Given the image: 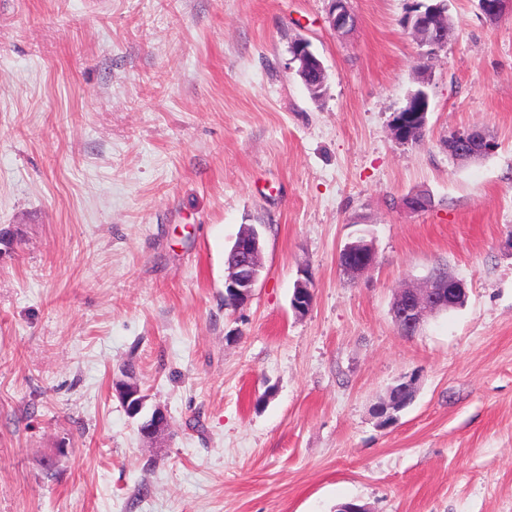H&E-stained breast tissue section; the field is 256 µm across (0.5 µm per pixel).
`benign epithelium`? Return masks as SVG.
Instances as JSON below:
<instances>
[{"mask_svg": "<svg viewBox=\"0 0 512 512\" xmlns=\"http://www.w3.org/2000/svg\"><path fill=\"white\" fill-rule=\"evenodd\" d=\"M327 22L331 30L341 35L355 25V17L351 12L349 0H328ZM482 14L489 20L500 18L505 12L512 11V0H479ZM442 18L440 5L427 7L418 6L406 13L403 23L412 36L422 46L428 47L433 54L444 48V44L428 38L430 27ZM292 60L299 63L300 72L325 71L323 63L310 50L309 44L298 40L291 46ZM429 112V97L419 89L409 93L404 106L392 120V133L401 144H409L424 133ZM448 153L459 161L483 156L492 150V142L479 129H465L451 133L447 141ZM237 263L229 268L224 288L237 298V304L246 303L253 294L258 283L254 270L261 266V249L257 237L246 233L239 238L232 249ZM339 263L343 271L351 276H359L368 272L374 264V248L372 243L361 240L348 244L339 255ZM311 291L307 282L297 283L292 307L299 313H305L311 304ZM465 296V288L461 281L436 271L420 288H401L397 291L391 307L393 320L405 336L416 334L429 315L448 311L458 306V300ZM112 392L116 394L131 418H139L138 430L147 442H153L165 435L168 428V415L164 409L156 407L147 410V395L141 389L133 374L124 369L119 375L112 377ZM404 390L393 387L389 391L388 400L376 407L379 415H391V409L402 401Z\"/></svg>", "mask_w": 512, "mask_h": 512, "instance_id": "1", "label": "benign epithelium"}]
</instances>
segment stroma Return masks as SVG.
I'll return each mask as SVG.
<instances>
[{
  "label": "stroma",
  "mask_w": 512,
  "mask_h": 512,
  "mask_svg": "<svg viewBox=\"0 0 512 512\" xmlns=\"http://www.w3.org/2000/svg\"><path fill=\"white\" fill-rule=\"evenodd\" d=\"M406 5L351 0L340 37L327 0H0V512H512V12L450 0L430 56ZM471 127L494 150L453 159ZM245 224L263 271L235 309ZM439 269L464 305L403 335L396 289ZM123 368L169 416L159 447L112 393ZM293 62H299L300 73L321 71L326 73L323 63L310 50L309 44L304 40L295 41L291 46ZM428 112L427 93L422 89L409 93L404 106L392 120V133L395 140L400 144H409L417 140L425 131ZM374 259L373 245L364 239L348 244L339 255L341 268L351 276L368 272L374 264Z\"/></svg>",
  "instance_id": "stroma-1"
}]
</instances>
